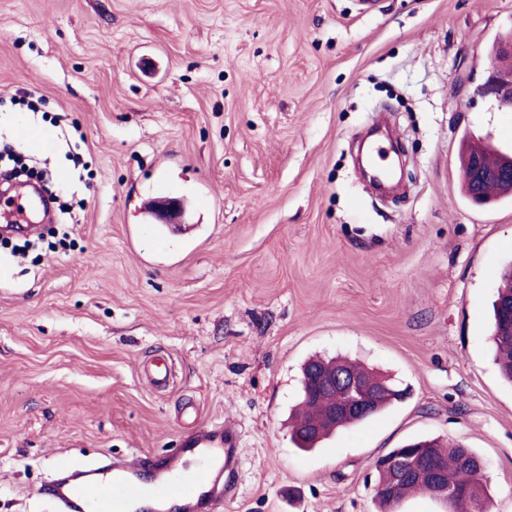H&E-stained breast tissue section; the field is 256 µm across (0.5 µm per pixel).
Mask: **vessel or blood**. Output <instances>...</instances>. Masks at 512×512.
Segmentation results:
<instances>
[{"label":"vessel or blood","instance_id":"b4317fda","mask_svg":"<svg viewBox=\"0 0 512 512\" xmlns=\"http://www.w3.org/2000/svg\"><path fill=\"white\" fill-rule=\"evenodd\" d=\"M38 209L26 186L0 201V221L31 225ZM238 431L214 422L195 430L182 440L154 471L151 485L140 480L144 460L134 457L115 462L107 469H88L73 462H62L50 494L63 512H211L213 505L233 496V486L223 477L237 465ZM200 454L203 464L191 474H183V458Z\"/></svg>","mask_w":512,"mask_h":512}]
</instances>
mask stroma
<instances>
[{
  "label": "stroma",
  "mask_w": 512,
  "mask_h": 512,
  "mask_svg": "<svg viewBox=\"0 0 512 512\" xmlns=\"http://www.w3.org/2000/svg\"><path fill=\"white\" fill-rule=\"evenodd\" d=\"M506 36L512 0H0V145L35 123L30 158L76 206L54 217L73 250L0 245V512H57L38 489L60 462L162 461L195 419L239 430L217 512H376V457L437 437L512 512L489 339L512 202H470L458 162L465 130L512 151V112L476 93ZM385 116L406 164L380 196L354 144ZM160 174L194 214L165 237L142 214ZM315 354L408 395L300 451L286 421ZM160 357L164 388L143 371Z\"/></svg>",
  "instance_id": "35a3bbf8"
}]
</instances>
